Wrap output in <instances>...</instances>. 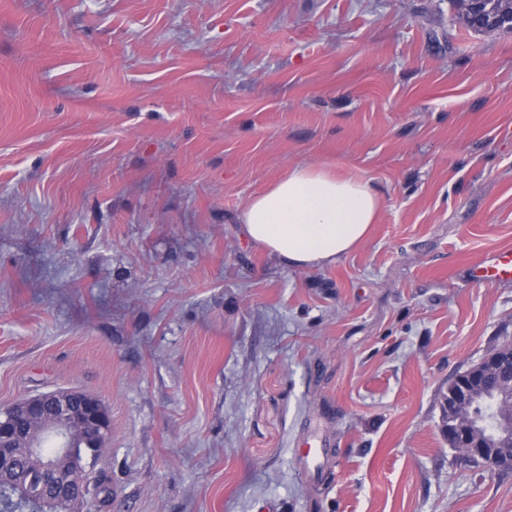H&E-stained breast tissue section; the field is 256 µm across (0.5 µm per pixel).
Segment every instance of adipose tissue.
I'll return each instance as SVG.
<instances>
[{
    "label": "adipose tissue",
    "mask_w": 512,
    "mask_h": 512,
    "mask_svg": "<svg viewBox=\"0 0 512 512\" xmlns=\"http://www.w3.org/2000/svg\"><path fill=\"white\" fill-rule=\"evenodd\" d=\"M383 198L371 181L296 164L239 215L247 237L291 268L324 267L360 245Z\"/></svg>",
    "instance_id": "1"
}]
</instances>
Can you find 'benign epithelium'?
I'll list each match as a JSON object with an SVG mask.
<instances>
[{
    "label": "benign epithelium",
    "mask_w": 512,
    "mask_h": 512,
    "mask_svg": "<svg viewBox=\"0 0 512 512\" xmlns=\"http://www.w3.org/2000/svg\"><path fill=\"white\" fill-rule=\"evenodd\" d=\"M482 2L455 0L453 9L467 15L473 27L481 29L485 23V16L480 12ZM49 403L56 414L53 436L61 443L62 453H79L89 459L99 456L112 429L107 408L100 399L92 396L81 398L75 405L61 390L28 398L0 411V447L13 437L17 410H23V418L37 420ZM505 404L512 406V373L503 361L501 351L485 352L457 374L448 391V403L444 404L442 432L448 438L449 447L465 449L459 455L461 462L491 472L512 470V424H507V419L500 414V407ZM77 429L92 436V441L80 450L70 447L69 442L70 432ZM7 496L28 499L37 509H45L51 503L60 506L61 512H84L81 503L62 489L49 501L21 488L9 489Z\"/></svg>",
    "instance_id": "benign-epithelium-1"
}]
</instances>
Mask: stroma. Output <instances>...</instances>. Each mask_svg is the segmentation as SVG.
Segmentation results:
<instances>
[{"instance_id": "1", "label": "stroma", "mask_w": 512, "mask_h": 512, "mask_svg": "<svg viewBox=\"0 0 512 512\" xmlns=\"http://www.w3.org/2000/svg\"><path fill=\"white\" fill-rule=\"evenodd\" d=\"M300 163L383 196L323 268L238 221ZM508 248L512 32L446 0H0V409L104 402L90 512H512L441 430L512 338V283L466 271ZM483 1L485 0H457L454 1L452 5L454 10H458L459 12L469 17L470 21L473 23L474 28L479 29H473L466 23V26L474 32H480L483 30H497V28L493 27L481 29L485 23V16L482 14V12H480V3Z\"/></svg>"}]
</instances>
